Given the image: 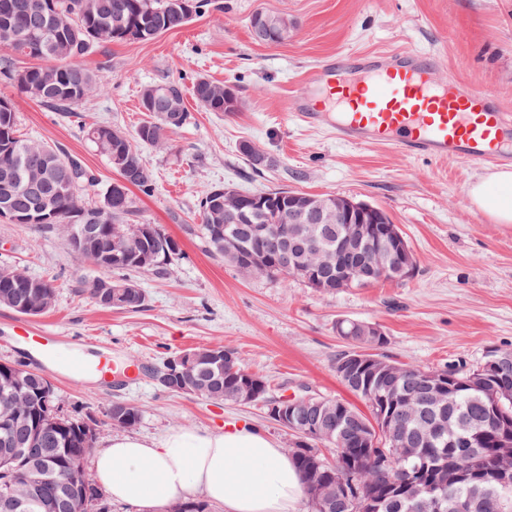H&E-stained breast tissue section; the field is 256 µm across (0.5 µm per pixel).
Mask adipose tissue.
<instances>
[{"instance_id":"ef3b65f1","label":"adipose tissue","mask_w":512,"mask_h":512,"mask_svg":"<svg viewBox=\"0 0 512 512\" xmlns=\"http://www.w3.org/2000/svg\"><path fill=\"white\" fill-rule=\"evenodd\" d=\"M472 202L496 223L512 224V171L471 182ZM98 484L113 501L154 512L192 493L224 512H291L302 490L292 460L248 424L201 431L168 430L156 438L113 436L95 459Z\"/></svg>"}]
</instances>
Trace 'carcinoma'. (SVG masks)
<instances>
[{
	"mask_svg": "<svg viewBox=\"0 0 512 512\" xmlns=\"http://www.w3.org/2000/svg\"><path fill=\"white\" fill-rule=\"evenodd\" d=\"M182 3L183 0H0V50L7 52L0 59V74L27 95L32 88H41L36 101L71 115L89 95L104 92L108 84L103 71L85 67L81 59L106 44L147 42L184 27L189 20ZM287 36L286 19L269 32L252 33L254 40L265 44L279 43ZM15 57L38 59L44 64L17 69L13 66ZM223 87L221 82L200 78L193 85V94L209 112H234L237 102L224 101ZM141 102L150 120L141 123L132 136L105 124L85 129L86 139L128 182L124 195L111 201L109 187H100L92 170L59 149L48 145L38 157L27 155L28 150H37L42 143L17 134L16 106L13 101L0 98V172L11 170L23 175L33 164L42 175V183L31 192L0 179V200L16 214L29 217V223L37 222L68 237L86 224L96 227L77 256L94 264L97 275L84 282V287L104 309L138 310L146 302V295L135 280H114L112 273L152 274L182 254L179 243L157 225L131 223L135 213L131 188L147 195L152 191L153 178L140 156L138 166L126 172L121 155L139 152L140 144L163 146L171 133L188 123L190 114L183 88L177 82L147 85L141 90ZM199 224L210 250L243 274L299 280L322 292H336V278L332 276L327 277L331 286L326 287L311 277L280 267L276 251L299 245L295 225L288 223L286 211L266 208L250 224L227 226L224 188L213 187L200 203ZM238 227L246 247L240 257L224 252V235ZM311 229L329 252L336 251L344 235L342 224H334L326 231L322 225L313 224ZM112 232L126 234L144 260L107 261ZM254 246L265 250V262L249 267L247 261ZM405 266L402 272L394 268L382 271L378 280L412 277L417 268L414 253H409ZM102 283L111 286L109 303L99 299ZM0 293L13 296L14 301L3 305L15 311L28 302L46 305L34 314L24 312L28 317L42 316L55 306L56 288L51 281L11 266H0ZM336 333L349 345L336 355V378L348 392L365 402L369 413L361 412L343 398L325 397L322 404H312L294 414L295 425L305 427L316 421L324 430L322 436L307 438L311 442L308 449L290 450L314 512H361L348 497L330 506L319 498L324 486L339 483L355 486L360 497L376 502L378 512H419L414 508L417 502L436 496L444 497L442 512H451L454 500L489 486L491 496L481 512H493L491 506L496 498L512 501V482H497L499 467L512 469V447L500 444V424L512 426V365L500 373L488 374L483 381L470 380V370L457 369L454 361L442 369L398 363V376L393 381L370 367L357 366L346 376L339 365L351 359L356 347L368 344L375 349L386 343V337L356 334L352 319L336 321ZM211 352V348L185 350L197 360L194 374L200 382L198 395L233 403L235 386L241 383L245 367L237 353L234 361L218 365L207 360ZM433 374L452 379L450 390L438 405L426 399L428 379ZM43 384L44 376L35 370L18 364L0 365V420L8 415L15 417L9 430L0 428V497L20 489L40 472L50 478L38 493L40 502L29 512H49L46 502L58 496L51 478L62 469H82L96 441V435L91 433L93 424L54 411L55 393L38 394ZM396 404L402 413L393 419V425L414 452L391 467L382 462L383 448L387 447L384 433L375 430L366 440L360 429L372 420L383 423ZM107 417L115 427L132 428L139 422L141 411L122 402L111 405ZM316 442L333 449L336 460L329 461L314 447ZM6 447L21 448L24 455L8 456L4 453ZM57 512H111V505L106 492L95 485L86 497Z\"/></svg>",
	"mask_w": 512,
	"mask_h": 512,
	"instance_id": "1",
	"label": "carcinoma"
}]
</instances>
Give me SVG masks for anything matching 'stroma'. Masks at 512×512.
I'll use <instances>...</instances> for the list:
<instances>
[{
    "instance_id": "obj_1",
    "label": "stroma",
    "mask_w": 512,
    "mask_h": 512,
    "mask_svg": "<svg viewBox=\"0 0 512 512\" xmlns=\"http://www.w3.org/2000/svg\"><path fill=\"white\" fill-rule=\"evenodd\" d=\"M260 11L294 21L287 41L253 40L250 20ZM400 49L430 53L437 61L435 81L475 83L512 113V0H210L182 29L147 43H112L85 58L87 67L106 72L108 92L89 97L70 118L0 79V97L16 105L20 135L80 156L104 185L118 173L85 139L83 127L108 124L134 133L148 118L141 88L161 81L182 85L192 115L166 146L140 148L153 190L136 193V219L157 225L182 249L162 273L141 277L146 304L140 310L98 307L83 290L96 269L71 251L62 234L0 221V264L56 287L53 310L39 317L0 305V363L40 369L61 413L96 422L100 449L116 433L107 411L124 400L141 411L136 435L245 422L286 451L295 437L269 419L264 404L174 395L155 383L149 369L189 348L223 345L268 379V400L300 385L344 399L348 393L334 372L344 348L336 334L342 318L379 326L387 337L380 355L429 369L457 359L478 364L491 347L512 350V224L495 223L468 195L484 167L345 144L302 126L291 111L306 72L323 58ZM201 77L232 86L237 111L201 107L192 93ZM245 143L269 165L252 170L241 153ZM216 186L250 193L284 187L377 205L401 229L416 272L404 281L334 293L297 280L242 275L212 254L200 233L199 203ZM31 327L78 337L83 354L108 351L114 362L136 366V375L103 383L39 365L19 341Z\"/></svg>"
}]
</instances>
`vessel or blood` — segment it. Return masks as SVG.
I'll return each mask as SVG.
<instances>
[{"label":"vessel or blood","instance_id":"1","mask_svg":"<svg viewBox=\"0 0 512 512\" xmlns=\"http://www.w3.org/2000/svg\"><path fill=\"white\" fill-rule=\"evenodd\" d=\"M433 56L411 50L339 56L312 67L292 98L307 127L332 126L354 145L384 144L408 157L512 165V114L479 87L436 83ZM37 358L75 378H108L107 357L89 359L75 342L39 331L24 336Z\"/></svg>","mask_w":512,"mask_h":512}]
</instances>
